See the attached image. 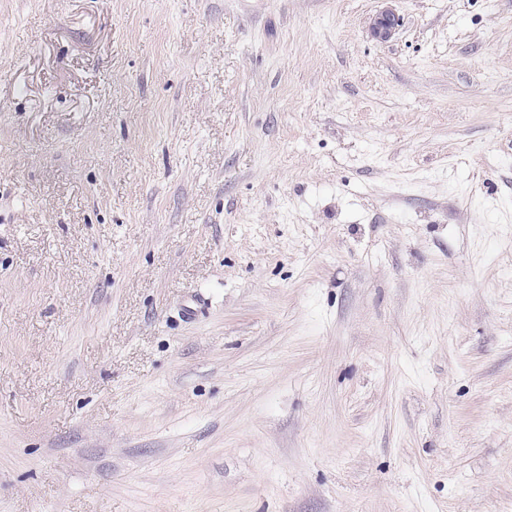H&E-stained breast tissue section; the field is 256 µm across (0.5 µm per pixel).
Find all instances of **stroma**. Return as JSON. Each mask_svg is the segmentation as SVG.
Returning <instances> with one entry per match:
<instances>
[{
  "label": "stroma",
  "instance_id": "obj_1",
  "mask_svg": "<svg viewBox=\"0 0 512 512\" xmlns=\"http://www.w3.org/2000/svg\"><path fill=\"white\" fill-rule=\"evenodd\" d=\"M0 512H512V0H0ZM398 26V19L391 10L382 11L374 20L371 32L374 38L384 42L388 40L396 27Z\"/></svg>",
  "mask_w": 512,
  "mask_h": 512
}]
</instances>
